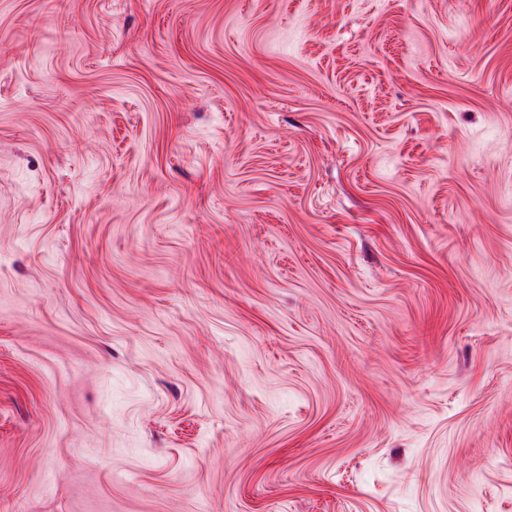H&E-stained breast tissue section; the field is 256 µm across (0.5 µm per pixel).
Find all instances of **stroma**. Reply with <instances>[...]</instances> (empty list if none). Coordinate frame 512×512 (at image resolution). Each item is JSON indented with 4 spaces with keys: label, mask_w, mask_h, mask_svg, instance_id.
<instances>
[{
    "label": "stroma",
    "mask_w": 512,
    "mask_h": 512,
    "mask_svg": "<svg viewBox=\"0 0 512 512\" xmlns=\"http://www.w3.org/2000/svg\"><path fill=\"white\" fill-rule=\"evenodd\" d=\"M0 512H512V0H0Z\"/></svg>",
    "instance_id": "35a3bbf8"
}]
</instances>
